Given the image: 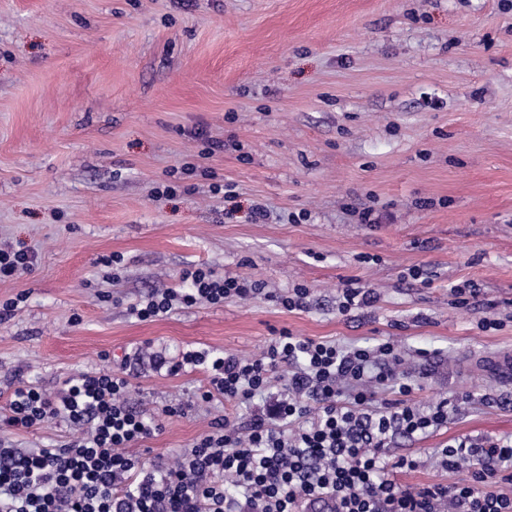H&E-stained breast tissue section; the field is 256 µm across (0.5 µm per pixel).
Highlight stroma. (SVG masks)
Returning a JSON list of instances; mask_svg holds the SVG:
<instances>
[{"label":"stroma","instance_id":"stroma-1","mask_svg":"<svg viewBox=\"0 0 512 512\" xmlns=\"http://www.w3.org/2000/svg\"><path fill=\"white\" fill-rule=\"evenodd\" d=\"M0 243L36 254L0 281L19 301L0 417L15 378L119 371L162 424L129 454L168 464L263 406L202 402L203 370H169L183 352L390 340L414 400L449 403L446 426L391 443L420 462L395 480L452 481L436 449L512 435V384L482 367L512 350V0H0ZM201 266L265 291L130 313ZM467 281L480 306L455 303ZM349 284L376 303L339 314ZM299 286L307 307L285 309ZM73 433L0 428L19 448Z\"/></svg>","mask_w":512,"mask_h":512}]
</instances>
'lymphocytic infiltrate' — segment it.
<instances>
[{
    "instance_id": "f902f5d3",
    "label": "lymphocytic infiltrate",
    "mask_w": 512,
    "mask_h": 512,
    "mask_svg": "<svg viewBox=\"0 0 512 512\" xmlns=\"http://www.w3.org/2000/svg\"><path fill=\"white\" fill-rule=\"evenodd\" d=\"M181 289L152 291L131 308L148 320L178 308L260 294V283L185 270ZM391 342L346 348L281 332L261 355L244 358L189 351L173 364L210 374L203 402H237L271 394L266 413L244 425L219 419L179 454L174 465H145L128 455L131 443L154 436L157 419L127 402L129 380L109 371L82 373L49 393L18 380L6 424L27 430L49 419L78 428L53 448L22 452L0 439V512H301L327 498L336 512H512V438L479 444L469 438L437 449L438 466L466 477L410 491L393 478L417 459L389 457L395 435L435 432L448 422V404L412 402L417 388L401 371ZM394 401L379 400L387 388Z\"/></svg>"
}]
</instances>
